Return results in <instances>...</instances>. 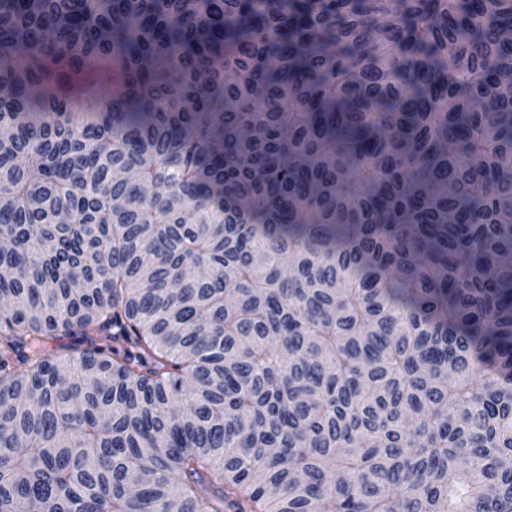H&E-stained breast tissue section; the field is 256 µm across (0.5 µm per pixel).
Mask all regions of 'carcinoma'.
I'll use <instances>...</instances> for the list:
<instances>
[{
	"mask_svg": "<svg viewBox=\"0 0 512 512\" xmlns=\"http://www.w3.org/2000/svg\"><path fill=\"white\" fill-rule=\"evenodd\" d=\"M0 239V512H512V0H0Z\"/></svg>",
	"mask_w": 512,
	"mask_h": 512,
	"instance_id": "obj_1",
	"label": "carcinoma"
}]
</instances>
